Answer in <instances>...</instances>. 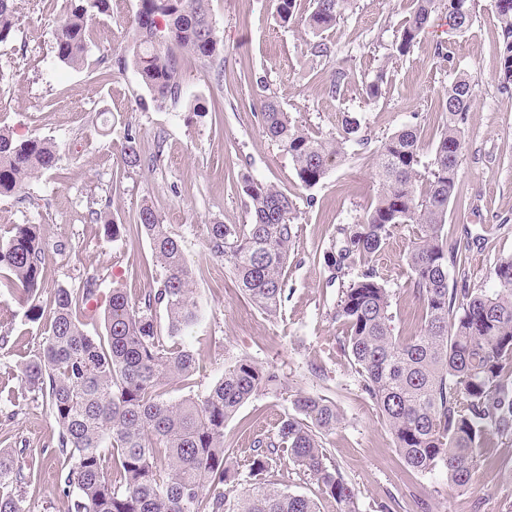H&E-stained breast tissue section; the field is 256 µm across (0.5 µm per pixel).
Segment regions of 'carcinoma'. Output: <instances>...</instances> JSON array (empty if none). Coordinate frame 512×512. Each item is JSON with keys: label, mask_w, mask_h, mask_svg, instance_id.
I'll list each match as a JSON object with an SVG mask.
<instances>
[{"label": "carcinoma", "mask_w": 512, "mask_h": 512, "mask_svg": "<svg viewBox=\"0 0 512 512\" xmlns=\"http://www.w3.org/2000/svg\"><path fill=\"white\" fill-rule=\"evenodd\" d=\"M355 0H313L303 24L317 34L337 24ZM209 0H137L129 26L132 64L158 106L190 97L181 56L206 62L219 51ZM393 45L411 53L437 9V0H412ZM109 0H66V18L55 28L58 61L79 67L89 52L88 23L108 13ZM448 26L468 29L474 0H446ZM502 35L499 90L512 96V0H492ZM298 0H276L282 23L296 19ZM15 0H0V43L17 27ZM472 97L466 75L445 93V122L432 158L420 171L418 131L403 128L382 141L375 169L380 191L353 224L336 228L323 253L332 279L356 271L337 304L346 325L342 342L360 389L373 399L395 447L412 469L426 473L442 464L448 481L470 487L482 466V449L494 438L512 437V256L493 266L495 287L471 286L466 271L470 245L448 237V206L456 191L465 124ZM262 132L293 163L299 185L311 189L347 154L358 128L345 118L341 129L317 136L293 121L271 97L260 101ZM58 162L52 142L15 140L0 130V196L25 192L28 183ZM122 162L141 166L136 137L127 134ZM248 222L207 224L204 244L255 307L269 316L287 298L284 273L298 236L296 203L287 191L262 180L243 181ZM94 223L116 241L120 225L91 211ZM408 224L413 239L406 255L409 287L421 308L420 329L397 337L391 327V295L376 264L392 229ZM137 227L146 235L161 275L131 301L122 288L109 293L103 334L83 320L94 316L98 279L78 288L59 287L49 306L38 300L47 242L39 224H14L0 235V289L23 317L40 322L36 353L17 365L21 392L0 389V403L21 407L45 402L57 429V486L70 498L69 512H319L317 503L278 486L283 458L302 467L337 512H360L356 495L328 457L325 434L341 414L332 401L300 394L293 412L273 430L253 436L250 446L226 439L224 425L259 390L279 376L247 358L225 368L207 391L173 400L165 387L186 381L198 368L196 353L179 338L200 318L194 271L180 239L147 202ZM456 277L449 278L448 268ZM166 312V324L157 308ZM243 455L245 472L228 460ZM37 477L0 448V512H27L18 485Z\"/></svg>", "instance_id": "carcinoma-1"}]
</instances>
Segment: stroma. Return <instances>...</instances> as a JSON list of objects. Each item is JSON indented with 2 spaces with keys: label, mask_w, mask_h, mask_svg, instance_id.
<instances>
[{
  "label": "stroma",
  "mask_w": 512,
  "mask_h": 512,
  "mask_svg": "<svg viewBox=\"0 0 512 512\" xmlns=\"http://www.w3.org/2000/svg\"><path fill=\"white\" fill-rule=\"evenodd\" d=\"M65 0H16L18 26L0 44V128L13 137L46 138L58 156L54 169L33 179L24 193L0 197V229L38 224L54 251L39 299L50 302L58 287L99 279L138 299L147 288L154 259L136 227L142 202L153 204L180 239L197 274L202 321L183 336L200 368L190 380L173 382L177 399L209 389L240 358L275 371L279 388L253 395L229 420L226 436L247 446L243 431L271 429L290 412L296 395L332 400L342 420L325 435L333 464L355 490L362 512L375 502H396L395 512H502L512 502V442L494 443L493 465L481 469L466 490L448 482L437 467L419 473L395 450L391 433L372 400L361 391L340 349L345 334L334 312L342 283L329 280L314 256L330 244L340 224L356 222L376 199L374 156L397 129L417 128L423 159H431L442 125L448 84L467 73L473 97L457 188L448 209L451 238L468 239L469 276L478 288H493L497 259L512 255V98L498 86L501 32L491 0H476L472 27L459 34L435 16L413 52L396 57L392 45L409 15L410 0H356L335 27L308 33L302 22L282 25L275 0H210L219 53L202 63L184 56L182 73L207 114L190 117L183 104L157 107L132 67L126 66L132 34L126 21L137 0H111L109 16L93 21L87 59L81 67L61 64L53 33L65 17ZM332 55L312 64V40ZM447 57H439L438 47ZM339 93L328 88L336 72ZM385 74L381 97L369 100L365 85ZM276 97L297 124L326 136L344 117L355 118L367 146L349 145L344 161L322 183L302 189L291 159L262 132L258 102ZM138 135L140 167L124 168L121 148L128 130ZM247 177L288 190L298 210L299 233L288 260V298L270 318L252 308L233 278L212 261L204 225L248 220L240 186ZM113 217L125 230L106 238L91 223V210ZM412 228L393 229L378 269L391 292L395 335H412L421 309L408 283L405 254ZM42 326L25 321L6 291H0V384L17 386V362L35 351ZM57 428L42 404L16 411L0 408V448L23 454L40 474L22 486L28 512H67L56 490L57 466L47 446Z\"/></svg>",
  "instance_id": "35a3bbf8"
}]
</instances>
